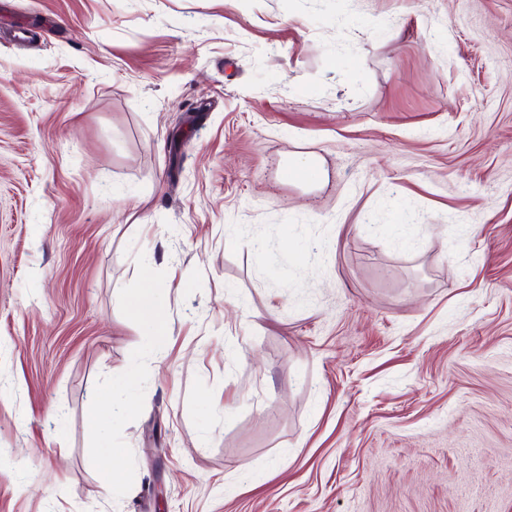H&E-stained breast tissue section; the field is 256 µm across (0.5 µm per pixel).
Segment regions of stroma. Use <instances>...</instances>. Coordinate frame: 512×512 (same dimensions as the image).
Wrapping results in <instances>:
<instances>
[{
  "label": "stroma",
  "mask_w": 512,
  "mask_h": 512,
  "mask_svg": "<svg viewBox=\"0 0 512 512\" xmlns=\"http://www.w3.org/2000/svg\"><path fill=\"white\" fill-rule=\"evenodd\" d=\"M18 453L0 512H512V0H0ZM155 288L149 273H144L142 288L128 302L133 317L151 329L154 348L164 345L168 336L165 315L155 301Z\"/></svg>",
  "instance_id": "stroma-1"
}]
</instances>
